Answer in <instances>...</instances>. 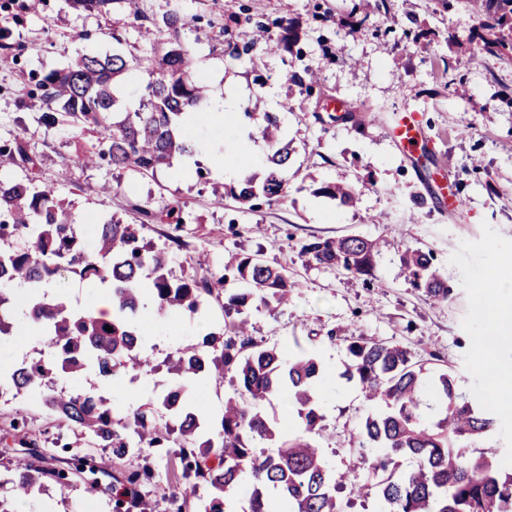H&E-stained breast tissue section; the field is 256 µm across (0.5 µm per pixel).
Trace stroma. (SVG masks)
Returning a JSON list of instances; mask_svg holds the SVG:
<instances>
[{"label": "stroma", "instance_id": "35a3bbf8", "mask_svg": "<svg viewBox=\"0 0 512 512\" xmlns=\"http://www.w3.org/2000/svg\"><path fill=\"white\" fill-rule=\"evenodd\" d=\"M172 6L193 17L204 34L195 46L194 78L204 81L211 95L228 87L238 94L237 106L223 121L185 127L186 139L204 147L196 161L207 168L220 155L236 168L234 183L251 176L263 180L270 147L260 133L262 113L279 111L281 133L291 148L286 200L249 211L228 197L218 207L210 184L199 181L194 169L176 164L147 175L103 166L76 168L70 131L37 124L34 115L41 103L27 99L26 92L34 75L61 68L76 53L111 52L112 23L75 12L65 0H0V18H11L15 46L0 56V141L23 134L40 157V182L55 188L81 224L111 216L131 223L130 202L157 209L180 200V229L169 224L144 229L146 243L155 248L169 246L170 234L179 233L182 246L169 265L173 276L199 268L222 274L225 264L243 252L285 269L298 290L286 306L250 310V332L284 355L301 346L321 361L325 377L319 407L330 433L327 459L344 479L373 478L374 452L356 441L369 405L360 389L341 377L346 345L360 336L397 343L413 360L430 359L435 367L451 369L458 393L497 420L495 431L475 440V447L497 450L511 470L512 413L495 401L488 372L475 360L472 338L480 328L475 283L492 268L512 271V61L485 54L475 65L445 41L448 32L464 37L479 28L481 16L468 0H395L391 16L364 13L359 0H140L149 15ZM257 21L268 25L276 42L283 28L294 24L300 35L295 51L276 46L253 63L221 54L206 37L220 29L240 37ZM355 22L363 25L357 39L346 34ZM406 30L417 34V42H405ZM76 31L88 32V40L74 41ZM306 68L318 76L312 92L290 90L289 75ZM22 98L27 101L23 107L18 104ZM286 98L291 109L283 113L279 104ZM341 107L360 115L362 127L333 121V110ZM406 111L420 116L428 137L425 153H405L391 137ZM443 158L457 201L451 208L431 194ZM102 182L110 183L112 192H88V185ZM326 183L352 185L358 202L341 206L316 195ZM346 236L379 241L374 284L306 263L299 254L309 239ZM408 246L433 252L435 267L453 289L450 300L436 304L413 288L400 262ZM140 317L151 367L112 380L90 366L59 380V387L103 395L121 417L156 405L172 380L166 357L223 324L224 308L210 301L205 319L199 320L158 315L148 301ZM20 415L27 420L28 435L57 460L89 449L79 430L43 406L39 391L17 395L0 388V437L11 434ZM154 468L147 512H200L209 492L201 488L185 494L183 465L173 449H161ZM20 504L25 512H115L116 496L90 490L82 475L73 474L66 485L36 487Z\"/></svg>", "mask_w": 512, "mask_h": 512}]
</instances>
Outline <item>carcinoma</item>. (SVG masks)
Wrapping results in <instances>:
<instances>
[{
	"mask_svg": "<svg viewBox=\"0 0 512 512\" xmlns=\"http://www.w3.org/2000/svg\"><path fill=\"white\" fill-rule=\"evenodd\" d=\"M74 9L109 17L118 9L130 27L158 38L150 51L127 55L120 49L110 54L85 53L67 66L52 70L36 80L30 95L46 102L48 110L38 122L45 127L60 123L76 131L93 129L98 143L79 150L73 164H107L149 174L172 166L178 156L194 152L182 138L180 125L186 113L204 106L207 86L190 78L195 66L193 20L177 10L151 17L143 14L139 0H66ZM484 17L481 29L466 40L448 35V43L469 48L470 60L483 51L493 56L512 52V0H473ZM267 30L256 23L243 44L223 42L232 56L247 54L267 42ZM137 74L147 76L145 93L134 112L120 111L123 87L120 83ZM277 112L263 114L262 133L271 142L268 172L260 188L247 179L241 187L214 188L217 204L228 194L252 211L262 197L276 203L288 196V184L281 170L290 159L289 145L280 134ZM16 165L22 178L0 177V239L22 234L30 247L0 251V336L18 331L15 298L5 286L17 285L27 291L26 314L41 325L51 349L48 359L14 367L0 373L5 385L16 392L46 385L54 372L75 376L90 360L100 376L114 378L144 362L147 337L138 319L141 301L152 299L157 313L195 316L209 297L224 296V313L242 314L250 308L273 310L288 303L297 283L284 270L248 255L234 267H224L216 276H169L166 248L149 249L141 230L148 224H183L182 205L173 200L159 210L134 204L139 223L124 224L114 218L94 225L90 247H85L79 225L60 205L55 191L40 183L39 161L20 137L0 144V168ZM317 193L349 206L355 199L352 188L327 184ZM301 253L325 268L345 271L366 281L373 275L377 243L358 236L338 239L315 238L303 244ZM402 264L413 287L430 300L446 302L453 294L447 280L434 268L431 251L407 248ZM74 273L90 284H107L112 292V319L101 317L95 308L74 309L47 284ZM234 277L248 285L242 292H225ZM112 331L105 330V326ZM349 363L341 378L357 385L366 401L381 409L370 411L359 424L360 447L383 448L373 462L374 483H351L359 497L377 493L382 512H512V472L501 470L495 451H467L461 441L487 434L496 420L459 400L451 373L434 374L425 364L392 343L361 337L347 345ZM165 364L173 374L160 406L150 411L135 410L116 418L106 399L73 392L46 395L47 407L58 417L80 429L90 443L109 451V459L75 452L58 469L39 450L37 441L25 443V456L16 460L13 497L0 496V512H14L10 501L26 495L36 483L64 485L68 471L87 475L94 489L123 486L118 506L125 512L145 509L143 488L150 484L154 470L149 461L151 448L176 447L183 464V477L191 491L204 486L210 495L201 502L202 512H342L336 498L340 480L328 466L324 449L315 442L325 427L317 399V382L323 367L317 357L299 349L288 359L272 346L260 344L249 332L247 320L230 321L210 331L202 340L183 345ZM231 376L238 383L224 400L220 428L211 432L206 416L192 399L198 387L208 381ZM433 388L440 401L442 417L433 426L421 420V394ZM288 396L296 408L301 429L290 433L272 428L260 414L263 402ZM265 441L266 452L252 441ZM410 457L415 467L399 473L395 458ZM250 472L253 488L247 508L238 510L237 479ZM112 482L104 485L102 478Z\"/></svg>",
	"mask_w": 512,
	"mask_h": 512,
	"instance_id": "obj_1",
	"label": "carcinoma"
}]
</instances>
